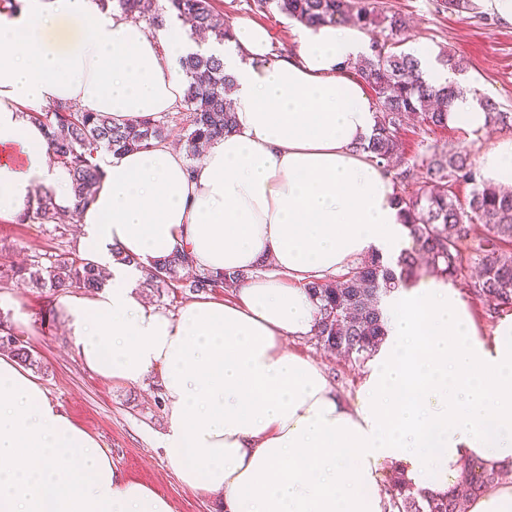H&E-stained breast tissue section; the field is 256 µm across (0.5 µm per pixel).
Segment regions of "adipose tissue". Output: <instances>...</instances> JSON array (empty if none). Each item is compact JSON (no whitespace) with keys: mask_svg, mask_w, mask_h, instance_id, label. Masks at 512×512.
<instances>
[{"mask_svg":"<svg viewBox=\"0 0 512 512\" xmlns=\"http://www.w3.org/2000/svg\"><path fill=\"white\" fill-rule=\"evenodd\" d=\"M0 16V220L29 211L36 188L75 210L72 175L54 163L32 112L67 103L123 121L174 111L178 68L194 43L150 31L96 0H22ZM265 27L238 22L224 51L236 129L187 162L167 143L108 156L95 199L77 210L84 258L110 267L106 288L57 310L84 365L140 386L158 375L161 434L180 481L223 497L224 512H389L381 464L433 492L459 487L463 465L512 466V315L491 335L440 277L382 295L385 338L353 403L287 340L311 335L305 285L368 256L394 262L410 240L397 188L359 151L375 109L348 62L367 53L347 25L305 28L268 61ZM512 186V138L479 161ZM186 248L198 271L248 272L233 299L177 313L140 290L146 269ZM132 256L114 260L113 251ZM271 262L274 274L258 273ZM0 512H173L124 477L110 452L0 356Z\"/></svg>","mask_w":512,"mask_h":512,"instance_id":"ef3b65f1","label":"adipose tissue"}]
</instances>
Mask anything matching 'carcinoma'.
Segmentation results:
<instances>
[{"label": "carcinoma", "instance_id": "obj_1", "mask_svg": "<svg viewBox=\"0 0 512 512\" xmlns=\"http://www.w3.org/2000/svg\"><path fill=\"white\" fill-rule=\"evenodd\" d=\"M101 8L118 11L135 20H145L153 28H166V17L173 14L192 24L195 30L222 44L232 32L224 16L216 13L211 0H98ZM259 10H276L304 26L323 24L356 25L363 29L381 27L387 35L375 40L370 54L352 69L374 92L377 112L373 134L361 144L363 152L392 176L405 184L410 169L402 158L400 131L417 116L431 131L448 126V107L459 92L452 86L437 85L424 78L420 60L411 53L397 52L407 21L399 13L371 10L364 0H254ZM185 92L183 101L191 114L182 148L193 160L200 158L202 144L235 128V111L230 98L232 80L224 72V57L216 53L192 52L179 61ZM489 122L512 126V113L501 112L495 104L483 102ZM30 118L45 123L50 130V146L55 159L69 169L76 206L94 200V188L101 178L97 157L101 152L121 155L148 149L165 141V127L155 118L116 122L107 113L76 112L57 104ZM424 180L407 196H399L405 223L414 248L405 251L392 268L371 257L347 273L305 284L317 309L313 336L324 349L342 354L355 362L368 360L382 343L385 332L380 296L399 280L415 276L420 262L428 272L452 282L461 274L465 257L460 243L470 237L472 226L486 230L474 251L481 254L479 269L469 291L497 305L512 309V192L477 179L476 168L465 150L434 147L421 160ZM471 185L470 198L461 203L456 195L460 184ZM24 220L38 224H62V217L46 192L36 193L31 211ZM191 258L177 250L168 259L146 271L145 287L167 288L180 272L189 276L181 287L194 295L216 288L232 291L249 278L244 272L213 275L190 273ZM0 276L54 294L72 289L93 293L106 286L111 277L107 267L82 257L61 254L49 263L35 256L24 267L11 268ZM0 351L21 364L41 367L33 351L23 341L0 333ZM467 490L463 494L432 493L416 488L403 474L396 473L386 485L392 508L398 512H466L467 499L476 497L491 483L512 479V469H490L480 462L464 465Z\"/></svg>", "mask_w": 512, "mask_h": 512}]
</instances>
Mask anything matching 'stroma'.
Instances as JSON below:
<instances>
[{"instance_id":"obj_1","label":"stroma","mask_w":512,"mask_h":512,"mask_svg":"<svg viewBox=\"0 0 512 512\" xmlns=\"http://www.w3.org/2000/svg\"><path fill=\"white\" fill-rule=\"evenodd\" d=\"M252 0H212L225 22L249 21L263 25L271 36V54L279 56L293 46L300 23L277 11H259ZM378 11L398 12L408 22L403 50L423 44L432 55L448 51L462 58L463 76L469 77L471 91L491 101L498 110L512 113V25L501 22L488 11L459 13L448 9L445 0H368ZM406 157L413 164L412 182H420L421 159L430 146L452 145L470 151L472 159L503 138L512 129L487 126L471 131L461 126L438 128L427 140H420L413 128L401 134ZM79 228H61L33 222L0 221V271L29 262L32 256L51 258L78 247ZM56 296L0 278V319L12 321L16 312L29 316L26 328L15 334L37 353L42 367L37 375L49 400L71 420L95 436L112 455V462L127 478L144 483L167 497L174 512H218L219 494L204 495L183 485L168 467L159 434L165 422V404L157 378L129 387L88 371L66 335L55 309ZM291 353L320 365L338 396L352 402L364 369L349 359L325 350L316 339L289 341Z\"/></svg>"}]
</instances>
